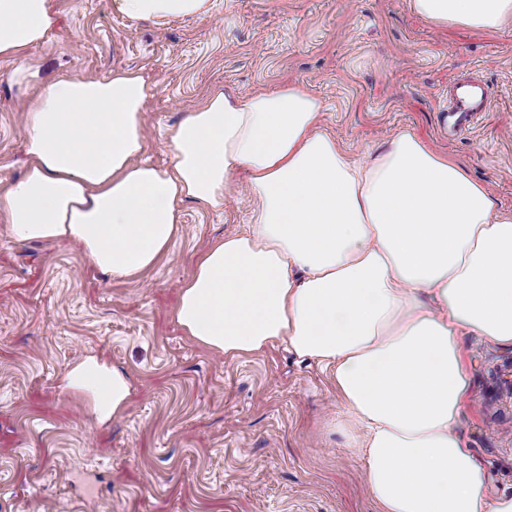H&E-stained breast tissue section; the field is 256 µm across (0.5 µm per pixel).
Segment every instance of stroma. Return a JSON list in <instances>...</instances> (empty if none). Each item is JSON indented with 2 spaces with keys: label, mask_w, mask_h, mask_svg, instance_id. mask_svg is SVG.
Instances as JSON below:
<instances>
[{
  "label": "stroma",
  "mask_w": 512,
  "mask_h": 512,
  "mask_svg": "<svg viewBox=\"0 0 512 512\" xmlns=\"http://www.w3.org/2000/svg\"><path fill=\"white\" fill-rule=\"evenodd\" d=\"M58 24L27 52L21 89L0 58V182L24 171L26 116L58 73L120 70L149 83L144 160L172 164L168 131L210 92L321 99L323 129L369 164L407 130L459 162L512 214V17L493 30L441 26L410 0H213L209 14L130 27L111 0H53ZM491 87L478 126L448 137L451 81ZM252 199L182 207L169 252L131 279L109 278L69 242H19L0 221V512H377L345 406L320 366L276 344L228 357L186 336L179 289L197 255L248 224ZM471 375L460 433L489 495L512 493V347L465 334ZM130 382L100 420L65 385L87 358Z\"/></svg>",
  "instance_id": "stroma-1"
}]
</instances>
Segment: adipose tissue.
Segmentation results:
<instances>
[{"instance_id":"ef3b65f1","label":"adipose tissue","mask_w":512,"mask_h":512,"mask_svg":"<svg viewBox=\"0 0 512 512\" xmlns=\"http://www.w3.org/2000/svg\"><path fill=\"white\" fill-rule=\"evenodd\" d=\"M130 26L198 17L211 0H111ZM440 24L494 29L512 0H412ZM55 25L51 0H0V58L13 83ZM145 79L59 75L27 114L21 179L0 189V218L21 241L71 242L115 279L156 265L182 204L219 211L245 173L248 228L201 252L180 287L187 336L227 356L286 343L329 370L362 434L379 512H512L489 498L459 433L470 389L459 338L512 347V215L455 160L402 132L371 165L320 131L322 102L301 85L229 97L215 91L172 129L171 168L143 161ZM95 380L116 415L127 378L89 358L67 375Z\"/></svg>"}]
</instances>
